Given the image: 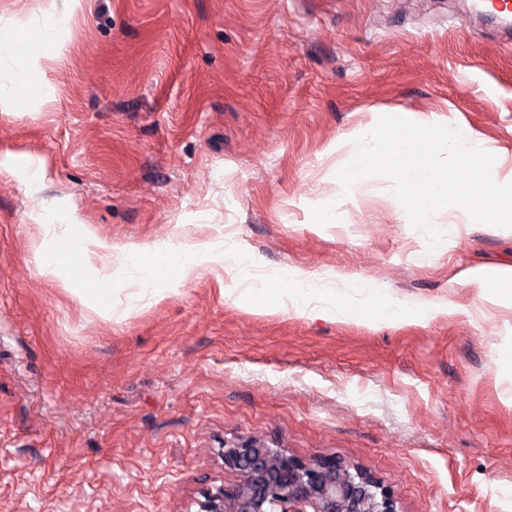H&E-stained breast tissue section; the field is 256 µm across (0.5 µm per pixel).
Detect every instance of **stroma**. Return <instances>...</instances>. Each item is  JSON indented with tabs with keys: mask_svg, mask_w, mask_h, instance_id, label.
<instances>
[{
	"mask_svg": "<svg viewBox=\"0 0 512 512\" xmlns=\"http://www.w3.org/2000/svg\"><path fill=\"white\" fill-rule=\"evenodd\" d=\"M56 9L66 45L0 102V512H185L236 484L218 451L248 438L360 464L404 512H512V303L481 279L512 228L450 207L431 251L390 179L336 183L383 115L469 128L511 180L512 29L459 0ZM88 231L112 259L65 253ZM187 243L198 270L129 308ZM298 272L348 317L280 308ZM361 284L423 311L367 320Z\"/></svg>",
	"mask_w": 512,
	"mask_h": 512,
	"instance_id": "35a3bbf8",
	"label": "stroma"
}]
</instances>
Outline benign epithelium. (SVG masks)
<instances>
[{
  "instance_id": "7a95c632",
  "label": "benign epithelium",
  "mask_w": 512,
  "mask_h": 512,
  "mask_svg": "<svg viewBox=\"0 0 512 512\" xmlns=\"http://www.w3.org/2000/svg\"><path fill=\"white\" fill-rule=\"evenodd\" d=\"M220 454L238 483L205 492L186 512H402L374 474L336 455L307 459L255 439L226 443Z\"/></svg>"
}]
</instances>
